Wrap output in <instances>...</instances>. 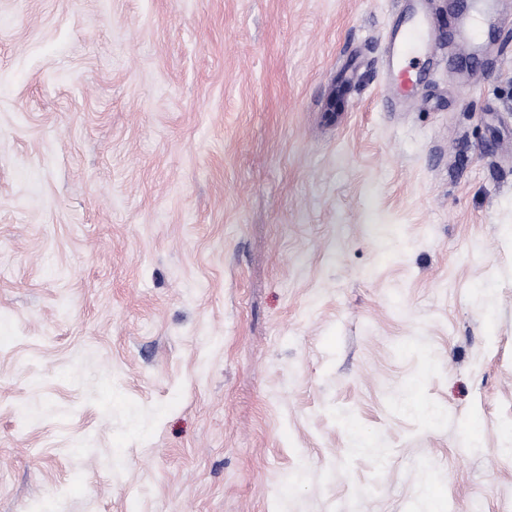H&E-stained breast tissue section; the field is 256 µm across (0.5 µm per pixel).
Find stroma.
<instances>
[{"mask_svg":"<svg viewBox=\"0 0 512 512\" xmlns=\"http://www.w3.org/2000/svg\"><path fill=\"white\" fill-rule=\"evenodd\" d=\"M396 13L0 0V512H512V28ZM511 24L512 15L478 5L471 12H461L457 15L448 32V38L455 36L469 54H475L483 50L486 34L491 35ZM384 49V69L391 107L410 96L426 75L432 21L420 8L399 10Z\"/></svg>","mask_w":512,"mask_h":512,"instance_id":"1","label":"stroma"}]
</instances>
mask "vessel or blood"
I'll list each match as a JSON object with an SVG mask.
<instances>
[{
    "label": "vessel or blood",
    "instance_id": "obj_1",
    "mask_svg": "<svg viewBox=\"0 0 512 512\" xmlns=\"http://www.w3.org/2000/svg\"><path fill=\"white\" fill-rule=\"evenodd\" d=\"M512 25V15L485 6L457 15L450 30L471 54L485 46L486 35ZM432 38V21L420 8L400 10L384 49L385 82L391 101L409 97L426 74L427 50Z\"/></svg>",
    "mask_w": 512,
    "mask_h": 512
}]
</instances>
